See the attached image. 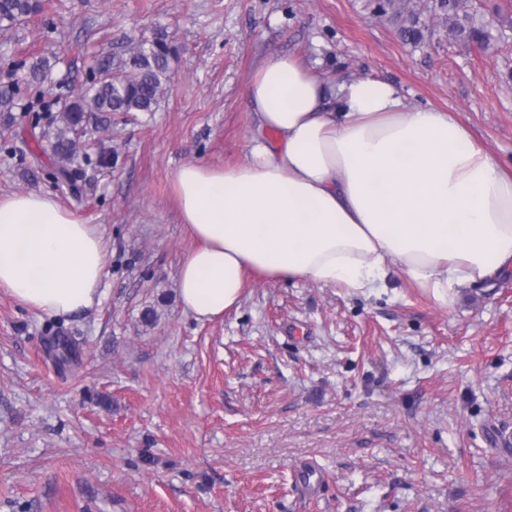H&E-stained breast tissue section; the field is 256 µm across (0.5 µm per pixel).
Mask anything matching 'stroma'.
<instances>
[{
    "mask_svg": "<svg viewBox=\"0 0 512 512\" xmlns=\"http://www.w3.org/2000/svg\"><path fill=\"white\" fill-rule=\"evenodd\" d=\"M378 0H42L0 29V87L78 96L100 49L169 35L157 111L89 130L108 163L82 201L28 135L0 153V197L49 192L106 245L99 304L65 318L0 289V512H512V274L447 301L392 272L368 292L307 280L248 281L237 309L199 323L178 291L195 245L172 175L246 161L248 84L271 54L321 59L337 84L374 76L406 105L452 112L512 170V0H462L488 32L449 37L435 0H411L406 41ZM155 325L140 321L145 307ZM70 336L74 364L48 355ZM315 468L308 490L298 472Z\"/></svg>",
    "mask_w": 512,
    "mask_h": 512,
    "instance_id": "stroma-1",
    "label": "stroma"
}]
</instances>
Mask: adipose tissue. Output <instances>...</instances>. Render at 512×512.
<instances>
[{"label": "adipose tissue", "instance_id": "adipose-tissue-1", "mask_svg": "<svg viewBox=\"0 0 512 512\" xmlns=\"http://www.w3.org/2000/svg\"><path fill=\"white\" fill-rule=\"evenodd\" d=\"M247 161L173 176L198 245L178 273L198 322L237 307L245 273L354 290L400 270L444 300L512 273V173L451 112L407 107L388 82L334 86L270 55L248 85ZM104 237L51 193L0 198V288L50 316L99 301Z\"/></svg>", "mask_w": 512, "mask_h": 512}]
</instances>
